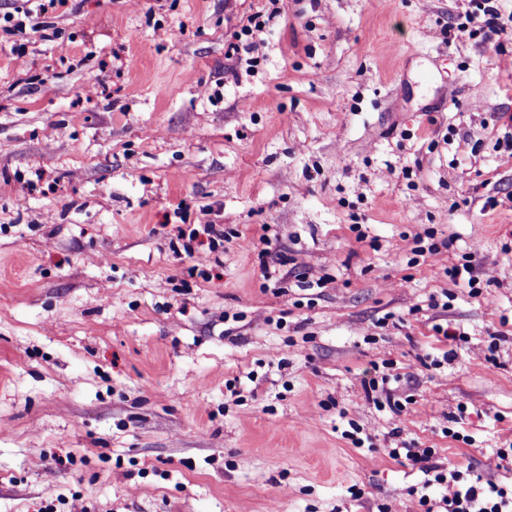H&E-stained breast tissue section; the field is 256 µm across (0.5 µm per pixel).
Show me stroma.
Here are the masks:
<instances>
[{"instance_id": "stroma-1", "label": "stroma", "mask_w": 512, "mask_h": 512, "mask_svg": "<svg viewBox=\"0 0 512 512\" xmlns=\"http://www.w3.org/2000/svg\"><path fill=\"white\" fill-rule=\"evenodd\" d=\"M466 8L69 0L21 62L0 32V512H413L389 449L512 445V35ZM210 222L223 254L174 253ZM263 14L260 12L255 13L248 19V24L243 25L240 32V38L237 39L239 43L233 44L231 50L233 51L232 55H236L237 59L242 63L244 60L248 67H251L253 63H255V57H247V55H251L257 49V42L254 40L256 35L259 32H262L265 24L261 18ZM242 35L246 37L244 41H242ZM244 52L246 55H242Z\"/></svg>"}]
</instances>
